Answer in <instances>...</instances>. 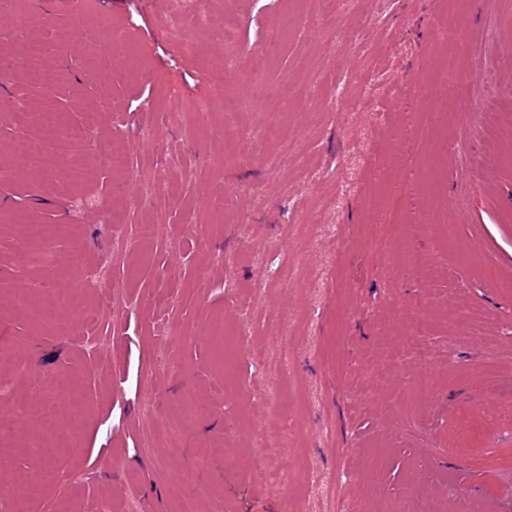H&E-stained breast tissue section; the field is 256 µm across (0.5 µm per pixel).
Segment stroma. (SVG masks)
<instances>
[{
  "label": "stroma",
  "instance_id": "35a3bbf8",
  "mask_svg": "<svg viewBox=\"0 0 512 512\" xmlns=\"http://www.w3.org/2000/svg\"><path fill=\"white\" fill-rule=\"evenodd\" d=\"M509 18L512 0H10L0 484L27 494L0 507L180 512L182 489L200 512H391L424 485L428 512H512ZM462 42L468 105L452 81L429 100ZM428 392V382L425 379L412 381L405 399L395 402V411L399 414L407 413L415 407Z\"/></svg>",
  "mask_w": 512,
  "mask_h": 512
}]
</instances>
